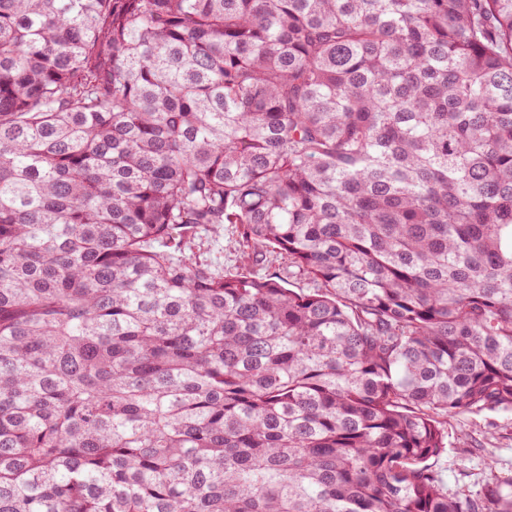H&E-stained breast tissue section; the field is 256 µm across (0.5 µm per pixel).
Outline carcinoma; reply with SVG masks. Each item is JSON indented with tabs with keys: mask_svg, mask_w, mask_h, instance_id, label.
<instances>
[{
	"mask_svg": "<svg viewBox=\"0 0 512 512\" xmlns=\"http://www.w3.org/2000/svg\"><path fill=\"white\" fill-rule=\"evenodd\" d=\"M484 410L512 0H0V512H512ZM237 233L234 226L226 224L223 227H218L214 232L207 234L205 245L202 250L207 251L206 256L210 257L214 262L219 265H224V271H234L238 267L244 265L254 266L255 269L260 270V273L273 276H278L287 288H292L298 291V288H312V284L303 279L296 278L288 273V261L281 258H273L269 254L251 253L249 251L242 253L236 244L235 239ZM459 439L474 448H459ZM496 459V475L512 477V413L481 412L448 418V448L429 463L450 491L481 493L490 481L486 462Z\"/></svg>",
	"mask_w": 512,
	"mask_h": 512,
	"instance_id": "obj_1",
	"label": "carcinoma"
}]
</instances>
